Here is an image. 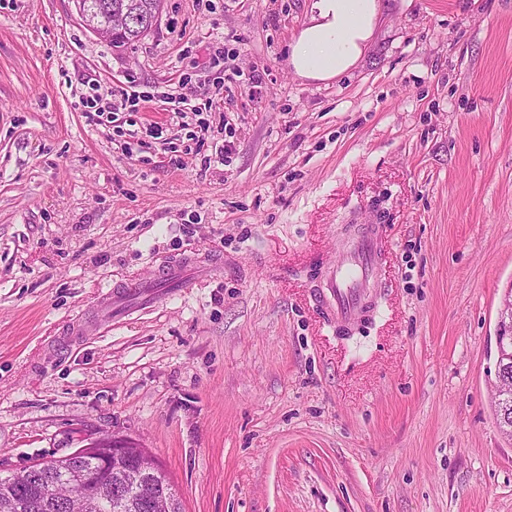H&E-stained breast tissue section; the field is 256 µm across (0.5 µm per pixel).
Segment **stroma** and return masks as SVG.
Returning <instances> with one entry per match:
<instances>
[{"instance_id": "35a3bbf8", "label": "stroma", "mask_w": 512, "mask_h": 512, "mask_svg": "<svg viewBox=\"0 0 512 512\" xmlns=\"http://www.w3.org/2000/svg\"><path fill=\"white\" fill-rule=\"evenodd\" d=\"M164 5L119 52L73 0H0V476L113 432L152 452L185 512H512L491 392L512 0H384L327 84L288 65L310 0ZM183 78L230 94L172 122L163 94ZM131 84L145 108L89 124ZM224 119L234 154L202 168L190 136ZM134 136L152 147L129 157ZM364 224L383 227L382 275L345 329L313 291ZM213 254L219 275L99 327L114 285Z\"/></svg>"}]
</instances>
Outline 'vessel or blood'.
I'll return each mask as SVG.
<instances>
[{
	"mask_svg": "<svg viewBox=\"0 0 512 512\" xmlns=\"http://www.w3.org/2000/svg\"><path fill=\"white\" fill-rule=\"evenodd\" d=\"M380 228L364 225L349 241L337 261L321 275L317 301L325 319L346 327L370 315L374 309L373 289L378 281ZM218 260L180 258L159 268L154 278L132 280L113 287L100 301L98 314L109 320L113 310L126 305L137 309L154 306L168 288H184L196 274L222 270Z\"/></svg>",
	"mask_w": 512,
	"mask_h": 512,
	"instance_id": "vessel-or-blood-1",
	"label": "vessel or blood"
}]
</instances>
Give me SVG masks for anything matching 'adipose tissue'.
<instances>
[{
	"instance_id": "obj_1",
	"label": "adipose tissue",
	"mask_w": 512,
	"mask_h": 512,
	"mask_svg": "<svg viewBox=\"0 0 512 512\" xmlns=\"http://www.w3.org/2000/svg\"><path fill=\"white\" fill-rule=\"evenodd\" d=\"M382 15V0H311L308 20L291 42L288 63L301 78L330 82L363 57Z\"/></svg>"
}]
</instances>
